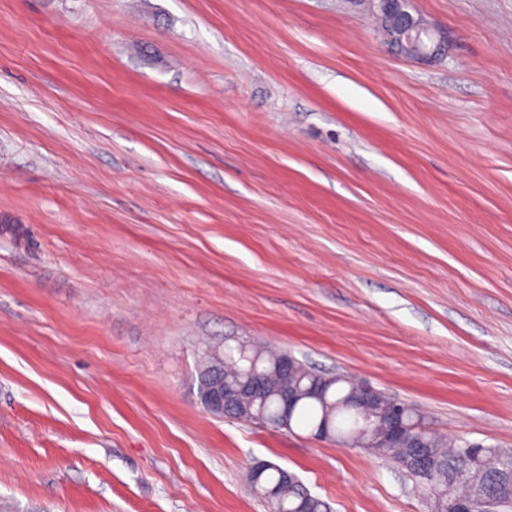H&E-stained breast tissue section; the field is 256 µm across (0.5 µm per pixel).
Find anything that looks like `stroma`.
Returning <instances> with one entry per match:
<instances>
[{"label": "stroma", "instance_id": "obj_1", "mask_svg": "<svg viewBox=\"0 0 512 512\" xmlns=\"http://www.w3.org/2000/svg\"><path fill=\"white\" fill-rule=\"evenodd\" d=\"M0 0V506L431 512L389 459L211 414L206 347L288 352L512 450V0ZM389 23L406 55L422 61L442 57L446 51L444 32L431 29L416 13L408 10L410 0H361ZM279 465L266 463V469L255 484L260 498L268 505L271 512L293 509L303 503L308 512H329V505L314 496L303 485L296 474L289 472L288 478H281Z\"/></svg>", "mask_w": 512, "mask_h": 512}]
</instances>
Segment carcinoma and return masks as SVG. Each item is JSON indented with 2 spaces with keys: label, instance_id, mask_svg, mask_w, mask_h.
<instances>
[{
  "label": "carcinoma",
  "instance_id": "obj_1",
  "mask_svg": "<svg viewBox=\"0 0 512 512\" xmlns=\"http://www.w3.org/2000/svg\"><path fill=\"white\" fill-rule=\"evenodd\" d=\"M287 352L260 345L224 344L201 358L197 391L201 403L211 386L207 369L212 360L224 361V383L235 385L259 371L264 384L245 398L228 415L279 430L311 429L321 425L323 439L352 442L361 448L405 463V471L425 488L431 512H456L457 501L465 498L470 512H483L491 499L512 498V454L492 445L473 453L458 442L434 431L418 409L382 392L369 397L344 375H327L291 358L288 370L282 363ZM403 413L404 422L420 428V447L408 438H392L387 432L388 415ZM424 454L441 463L440 471L428 473L419 465ZM255 488L270 512H286L304 504L307 512H330L329 505L314 496L294 473L280 476V466L268 463Z\"/></svg>",
  "mask_w": 512,
  "mask_h": 512
}]
</instances>
